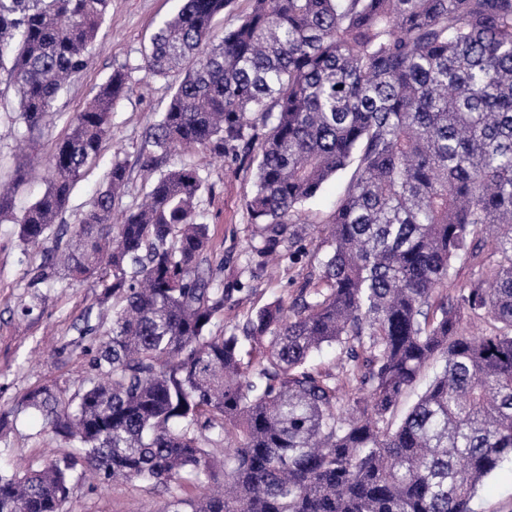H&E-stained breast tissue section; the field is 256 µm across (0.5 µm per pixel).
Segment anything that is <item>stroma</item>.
I'll list each match as a JSON object with an SVG mask.
<instances>
[{"instance_id": "obj_1", "label": "stroma", "mask_w": 512, "mask_h": 512, "mask_svg": "<svg viewBox=\"0 0 512 512\" xmlns=\"http://www.w3.org/2000/svg\"><path fill=\"white\" fill-rule=\"evenodd\" d=\"M180 0H111L101 25L94 54L83 77L71 85L55 104L41 137L38 157L21 151L22 125L17 121V97L13 89L0 86V179L9 180L23 169L26 182L15 198L24 209L47 186V159L65 132V118L79 110L112 71L130 73L133 88L113 113L115 139L106 145L104 161L92 167L73 190L62 219L77 224L94 192L102 184L105 163L119 158L127 165L129 180L119 210L138 205L153 179L141 163L144 134L169 102L171 77H150L141 69L142 52L158 22L175 12ZM185 162L198 167L207 188L198 209L212 233L213 263L221 264L225 284H239L226 305V318L216 319L215 330L243 325L247 314L294 297L307 281H317L327 251L318 235L330 220L345 178L329 180L304 210L309 235L298 259L274 260L256 256L252 244L260 239V225L251 222L246 201L254 191V171L199 150L185 155ZM42 250L24 246L17 227L0 223V469L11 470L17 462L45 465L70 451L71 445L46 431L25 406L27 394L47 388L68 397L83 383L84 350L88 337L79 335L75 323L84 308L96 303L99 291L91 282L59 276L38 310L24 318L20 310L31 304L33 291L24 276L29 263L38 261ZM164 489L147 490L140 483L118 481L95 491L88 485H73L66 504L68 512H140L145 502L164 505ZM473 512H512V462L506 461L478 489Z\"/></svg>"}]
</instances>
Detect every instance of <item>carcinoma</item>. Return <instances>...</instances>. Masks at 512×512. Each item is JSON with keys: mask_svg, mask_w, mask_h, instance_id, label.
I'll list each match as a JSON object with an SVG mask.
<instances>
[{"mask_svg": "<svg viewBox=\"0 0 512 512\" xmlns=\"http://www.w3.org/2000/svg\"><path fill=\"white\" fill-rule=\"evenodd\" d=\"M181 0L142 54L149 76L183 74L143 144L158 172L119 224L128 182L114 158L73 227L57 224L132 91L113 71L67 122L45 192L22 214L23 175L0 184V221L26 246L50 239L30 285L51 271L93 280L86 377L65 399L27 406L74 451L0 475V512H64L74 483L172 488L156 512H471L483 480L512 459V0ZM110 0H0V84L14 88L31 146L87 70ZM203 149L255 167L246 202L253 251L297 254L299 213L347 173L322 274L289 305L215 333L230 289L209 262L189 163ZM493 272L455 298V265L485 245ZM493 321L468 336L464 313ZM336 345L356 391L308 367ZM438 370L405 412L401 397ZM224 490L209 491L215 463ZM246 8V3L238 0L230 7L226 8L224 12L217 15L213 21L214 33L218 36L224 34V30L235 27L240 20L241 12Z\"/></svg>", "mask_w": 512, "mask_h": 512, "instance_id": "cac0c4a2", "label": "carcinoma"}]
</instances>
